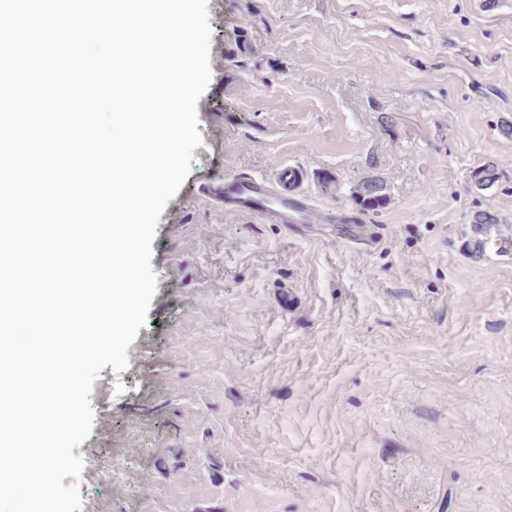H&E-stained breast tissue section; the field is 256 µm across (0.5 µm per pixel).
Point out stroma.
I'll return each mask as SVG.
<instances>
[{
    "mask_svg": "<svg viewBox=\"0 0 512 512\" xmlns=\"http://www.w3.org/2000/svg\"><path fill=\"white\" fill-rule=\"evenodd\" d=\"M208 11L203 144L156 228L129 367L93 384L84 505L512 512V0ZM283 161L355 223L228 217L206 193ZM365 180L383 207L356 206Z\"/></svg>",
    "mask_w": 512,
    "mask_h": 512,
    "instance_id": "1",
    "label": "stroma"
}]
</instances>
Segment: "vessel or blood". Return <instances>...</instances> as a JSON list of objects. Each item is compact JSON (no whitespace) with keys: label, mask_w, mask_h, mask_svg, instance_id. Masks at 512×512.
Here are the masks:
<instances>
[{"label":"vessel or blood","mask_w":512,"mask_h":512,"mask_svg":"<svg viewBox=\"0 0 512 512\" xmlns=\"http://www.w3.org/2000/svg\"><path fill=\"white\" fill-rule=\"evenodd\" d=\"M296 167L279 164L273 176L228 174L209 193L224 206L228 216L251 215L266 224H321L323 210L299 188Z\"/></svg>","instance_id":"vessel-or-blood-1"}]
</instances>
